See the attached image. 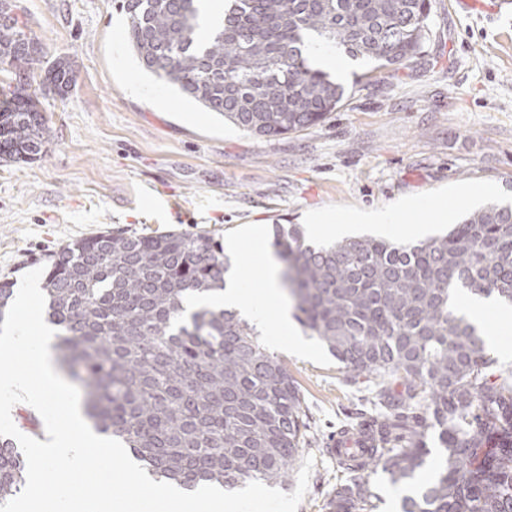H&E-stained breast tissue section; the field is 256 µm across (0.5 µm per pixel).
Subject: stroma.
<instances>
[{"mask_svg":"<svg viewBox=\"0 0 512 512\" xmlns=\"http://www.w3.org/2000/svg\"><path fill=\"white\" fill-rule=\"evenodd\" d=\"M45 62L74 64L66 98L43 102L49 143L29 163H0V278L20 281L80 237L208 231L236 268L263 285L258 255L269 228L313 217L354 224L358 236L402 241L451 229L470 210L512 202V0H431L418 59L373 72L346 58L331 77L342 103L319 125L276 138L224 122L150 73L130 49L114 0H16ZM466 202H458L463 190ZM388 212L391 224L373 223ZM262 335L286 366L318 438L346 424L355 391L313 336ZM294 335V336H295ZM298 512H323L336 459L319 447Z\"/></svg>","mask_w":512,"mask_h":512,"instance_id":"stroma-1","label":"stroma"}]
</instances>
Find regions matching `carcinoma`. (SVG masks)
<instances>
[{"instance_id":"obj_1","label":"carcinoma","mask_w":512,"mask_h":512,"mask_svg":"<svg viewBox=\"0 0 512 512\" xmlns=\"http://www.w3.org/2000/svg\"><path fill=\"white\" fill-rule=\"evenodd\" d=\"M0 0V162L46 148L42 99L75 81L57 59L39 83L41 43ZM141 67L187 99L261 137L319 124L344 87L308 63L305 42L345 48L374 69L421 53L431 0H229L199 37L202 0H119ZM296 319L342 364L357 403L345 430L364 448L337 457L326 512H374L370 465L410 485L401 512H512V366L488 355L455 294L512 303V203L468 213L445 235L409 243L376 237L307 240L299 224L271 228ZM232 268L208 232L100 231L49 257L46 319L61 370L80 384L94 429L121 441L149 475L186 490L281 483L308 433L303 397L281 360L237 313L184 302L224 290ZM0 281V324L13 300ZM442 448L423 480L427 440ZM24 462L0 438V505L19 492Z\"/></svg>"}]
</instances>
